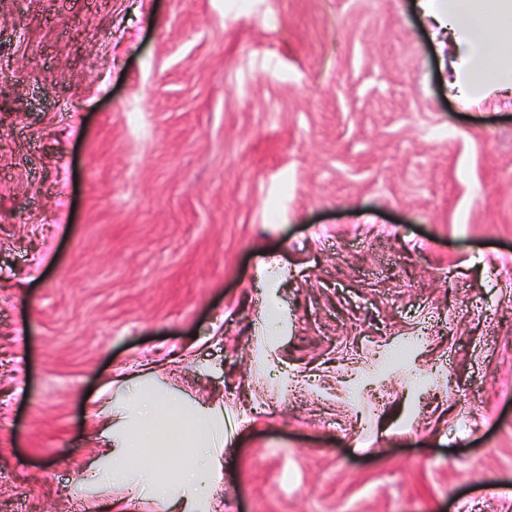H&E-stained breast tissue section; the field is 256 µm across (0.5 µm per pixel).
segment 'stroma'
<instances>
[{"instance_id":"1","label":"stroma","mask_w":512,"mask_h":512,"mask_svg":"<svg viewBox=\"0 0 512 512\" xmlns=\"http://www.w3.org/2000/svg\"><path fill=\"white\" fill-rule=\"evenodd\" d=\"M417 3L0 0V512L122 497L142 372L222 512H512V97Z\"/></svg>"}]
</instances>
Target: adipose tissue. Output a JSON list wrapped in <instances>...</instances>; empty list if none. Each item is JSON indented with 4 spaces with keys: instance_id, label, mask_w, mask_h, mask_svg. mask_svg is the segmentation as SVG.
<instances>
[{
    "instance_id": "ef3b65f1",
    "label": "adipose tissue",
    "mask_w": 512,
    "mask_h": 512,
    "mask_svg": "<svg viewBox=\"0 0 512 512\" xmlns=\"http://www.w3.org/2000/svg\"><path fill=\"white\" fill-rule=\"evenodd\" d=\"M419 7L453 38L448 87L456 96L512 89V0H419ZM103 435L107 474L130 497L151 498L166 512L213 508L223 479L224 428L217 412L132 381L126 404L110 412Z\"/></svg>"
}]
</instances>
